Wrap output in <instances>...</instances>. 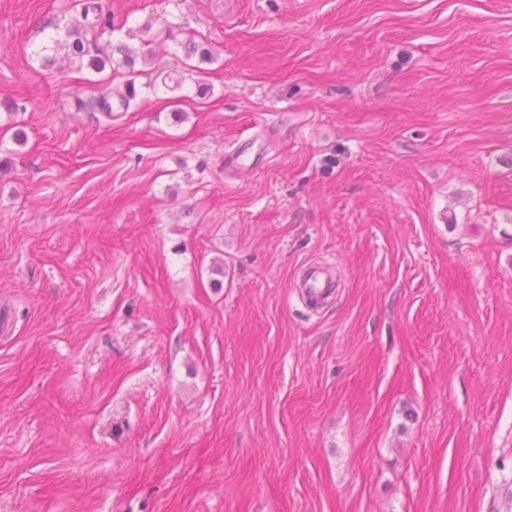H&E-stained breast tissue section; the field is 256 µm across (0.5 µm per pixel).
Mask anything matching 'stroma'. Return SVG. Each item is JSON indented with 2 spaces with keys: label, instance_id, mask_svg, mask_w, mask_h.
<instances>
[{
  "label": "stroma",
  "instance_id": "1",
  "mask_svg": "<svg viewBox=\"0 0 512 512\" xmlns=\"http://www.w3.org/2000/svg\"><path fill=\"white\" fill-rule=\"evenodd\" d=\"M101 4L179 88L0 0V512H512V0ZM73 7L77 10L80 9L82 20L76 21L66 31V37L63 41H56V48L67 51L69 56L80 61L88 57L89 66L95 70L102 71L107 64L113 67L114 74L120 72V68L125 69L124 73L129 77L125 83V90L123 91L119 87L93 98L92 107L97 112H103L106 117H112L113 95L117 98L116 103L119 109L127 111L131 101L136 97L134 77L145 72L143 69L136 68L138 55L130 47L123 44L112 46L111 52L107 48L98 45L99 30L105 25L112 26L110 20L106 22L104 19L98 0H78L75 1ZM114 65L117 66V69Z\"/></svg>",
  "mask_w": 512,
  "mask_h": 512
}]
</instances>
